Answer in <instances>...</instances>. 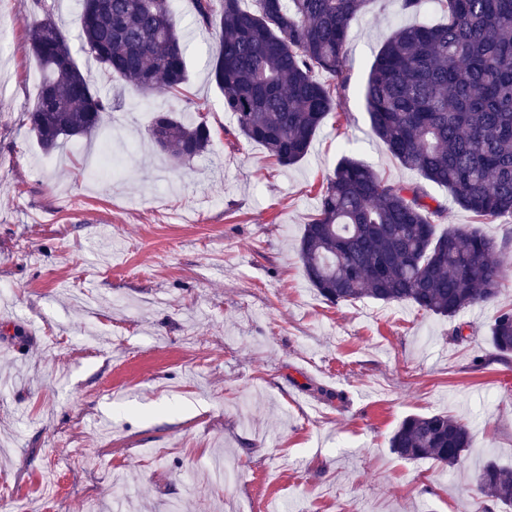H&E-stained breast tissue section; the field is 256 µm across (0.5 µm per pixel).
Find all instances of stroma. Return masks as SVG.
Segmentation results:
<instances>
[{"label": "stroma", "instance_id": "1", "mask_svg": "<svg viewBox=\"0 0 512 512\" xmlns=\"http://www.w3.org/2000/svg\"><path fill=\"white\" fill-rule=\"evenodd\" d=\"M77 8L0 0V512H504L472 486L484 462L512 465V360L489 341L512 277L450 320L331 305L297 253L342 157L417 181L373 137L359 89L397 26L439 14L376 2L353 22L339 111L283 167L225 112L208 67L220 43L196 35L190 0H175L179 98L112 81ZM47 16L117 103L98 135L50 154L26 120L41 80L26 29ZM155 109L206 121L210 152L173 165L144 136ZM100 151L115 177L88 178ZM431 413L468 423L462 468L392 453L400 422ZM222 457L240 469L216 485Z\"/></svg>", "mask_w": 512, "mask_h": 512}]
</instances>
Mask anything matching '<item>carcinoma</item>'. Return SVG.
Returning a JSON list of instances; mask_svg holds the SVG:
<instances>
[{
    "label": "carcinoma",
    "instance_id": "cac0c4a2",
    "mask_svg": "<svg viewBox=\"0 0 512 512\" xmlns=\"http://www.w3.org/2000/svg\"><path fill=\"white\" fill-rule=\"evenodd\" d=\"M194 17L220 38L210 75L240 134L277 163L302 161L350 83L351 23L373 0H191ZM440 24L398 27L361 88L373 135L403 167L448 189L488 224L512 216V0H431ZM83 49L143 95L178 93L188 83L186 38L172 0H81ZM42 72L30 129L50 154L97 134L112 103L77 63L66 33L49 17L28 29ZM149 139L183 167L205 155L213 134L155 111ZM418 184L393 183L342 157L303 230L299 258L311 286L334 305L370 299L409 303L440 317L494 301L509 268L499 245L476 227L439 234L446 208ZM490 341L512 357V307L497 311ZM471 447L466 424L447 414L405 418L390 437L401 458L459 468ZM483 496L512 507V468L486 462Z\"/></svg>",
    "mask_w": 512,
    "mask_h": 512
}]
</instances>
